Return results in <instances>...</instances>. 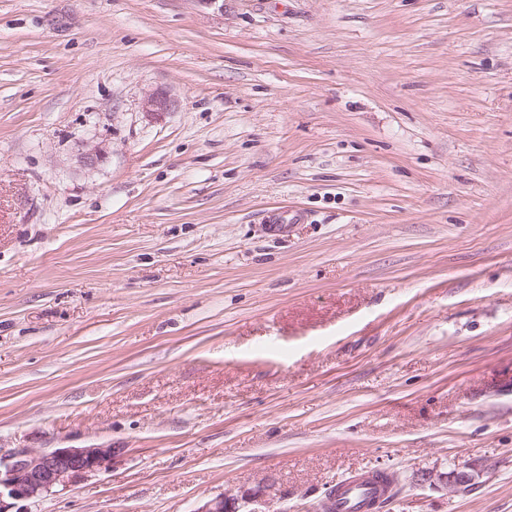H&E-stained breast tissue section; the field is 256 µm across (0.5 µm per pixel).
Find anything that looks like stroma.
I'll use <instances>...</instances> for the list:
<instances>
[{"label":"stroma","instance_id":"1","mask_svg":"<svg viewBox=\"0 0 512 512\" xmlns=\"http://www.w3.org/2000/svg\"><path fill=\"white\" fill-rule=\"evenodd\" d=\"M90 446L29 512H512V0H0V450ZM381 488L372 480L371 472L352 474L347 483L342 486L335 501V512H364L358 510L362 503L378 496ZM285 497L278 483L268 479L257 488L225 490L206 500L195 512H263L272 503L282 501Z\"/></svg>","mask_w":512,"mask_h":512}]
</instances>
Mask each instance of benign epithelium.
<instances>
[{
    "mask_svg": "<svg viewBox=\"0 0 512 512\" xmlns=\"http://www.w3.org/2000/svg\"><path fill=\"white\" fill-rule=\"evenodd\" d=\"M171 103L162 93L148 94L142 110L151 117L170 110ZM104 154L97 147L79 153V162L94 167L102 162ZM116 449L106 447L33 449L16 448L0 453V512H27L22 503L65 488L87 473L107 470L112 466ZM442 480L451 486L475 481L474 469H456ZM278 483L266 480L257 488L227 490L206 500L194 512H265L272 503L284 500Z\"/></svg>",
    "mask_w": 512,
    "mask_h": 512,
    "instance_id": "7a95c632",
    "label": "benign epithelium"
}]
</instances>
